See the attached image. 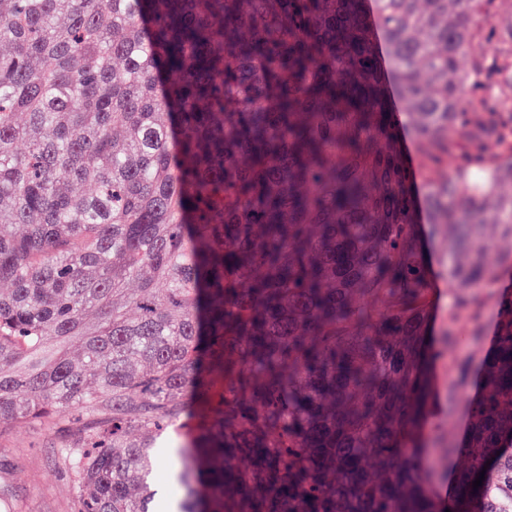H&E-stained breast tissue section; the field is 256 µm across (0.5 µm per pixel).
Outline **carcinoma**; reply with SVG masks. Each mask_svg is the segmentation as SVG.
Segmentation results:
<instances>
[{
  "label": "carcinoma",
  "mask_w": 512,
  "mask_h": 512,
  "mask_svg": "<svg viewBox=\"0 0 512 512\" xmlns=\"http://www.w3.org/2000/svg\"><path fill=\"white\" fill-rule=\"evenodd\" d=\"M364 2L0 0V424L68 426L77 512H155L191 399L178 512H512V149L468 117L512 114V15ZM421 205L450 253L437 349ZM492 302L463 444L456 348Z\"/></svg>",
  "instance_id": "cac0c4a2"
}]
</instances>
